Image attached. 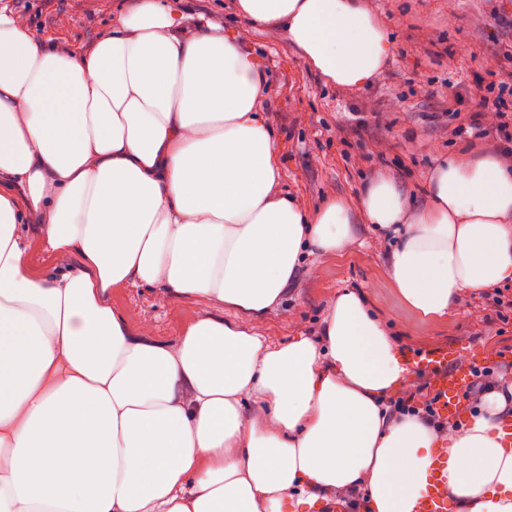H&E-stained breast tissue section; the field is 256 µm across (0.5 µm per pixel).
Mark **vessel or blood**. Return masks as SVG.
Masks as SVG:
<instances>
[{"instance_id":"obj_1","label":"vessel or blood","mask_w":512,"mask_h":512,"mask_svg":"<svg viewBox=\"0 0 512 512\" xmlns=\"http://www.w3.org/2000/svg\"><path fill=\"white\" fill-rule=\"evenodd\" d=\"M491 358L477 357L471 364L449 370L447 353H432L417 359L418 369L432 376V392L435 407L442 416L456 419L461 417L469 406L468 394L477 380V373L489 367ZM453 499L448 492L447 481L443 476H435L423 493L418 512H451Z\"/></svg>"}]
</instances>
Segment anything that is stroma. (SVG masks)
<instances>
[{"mask_svg": "<svg viewBox=\"0 0 512 512\" xmlns=\"http://www.w3.org/2000/svg\"><path fill=\"white\" fill-rule=\"evenodd\" d=\"M134 0H0V10L26 13L37 36L82 52L109 33ZM390 24L391 52L380 73L353 88L326 84L305 68L296 48L274 24L256 29L251 43L268 78L263 118L281 158L280 187L308 210L338 196L347 201L354 239L340 253L307 259L283 299L255 322L266 344L280 346L295 336L316 338L336 296L362 294L388 323L405 358L452 350V363L476 354L512 353V309L495 304V291L512 297V283L459 293L447 315L417 314L394 288L392 250L368 224L359 194L363 182L382 172L396 180L413 208L429 207L428 178L451 154L478 157L498 144L491 129L498 118L481 99L500 73L512 70V0H362ZM183 13L203 14L225 32L241 25L235 0H183ZM474 113L466 130L449 135L450 110ZM19 231L34 273L78 266L76 255L48 248L37 217ZM113 308L134 332L176 343L202 313L235 319L234 310L204 299L164 293L131 283L113 286Z\"/></svg>", "mask_w": 512, "mask_h": 512, "instance_id": "35a3bbf8", "label": "stroma"}]
</instances>
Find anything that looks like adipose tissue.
Here are the masks:
<instances>
[{"instance_id": "ef3b65f1", "label": "adipose tissue", "mask_w": 512, "mask_h": 512, "mask_svg": "<svg viewBox=\"0 0 512 512\" xmlns=\"http://www.w3.org/2000/svg\"><path fill=\"white\" fill-rule=\"evenodd\" d=\"M244 28L185 33L139 0L73 54L0 11V512H295L320 490L366 512H416L440 450L456 512H512V384L448 436L389 416L413 372L364 300L344 292L320 340L271 347L252 324L306 257L353 237L342 199L307 212L281 191L260 117L251 29L278 21L301 62L362 86L390 52L360 0H238ZM415 212L380 173L360 203L399 227L390 275L425 318L465 289L512 282V169L442 160ZM42 215L75 271H30L18 226ZM138 283L237 311L170 345L108 300Z\"/></svg>"}]
</instances>
